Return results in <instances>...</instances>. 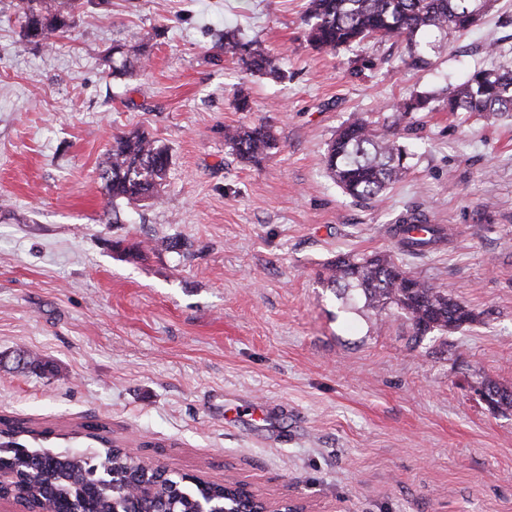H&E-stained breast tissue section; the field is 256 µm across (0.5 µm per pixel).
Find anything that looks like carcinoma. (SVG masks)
<instances>
[{
    "label": "carcinoma",
    "instance_id": "carcinoma-1",
    "mask_svg": "<svg viewBox=\"0 0 512 512\" xmlns=\"http://www.w3.org/2000/svg\"><path fill=\"white\" fill-rule=\"evenodd\" d=\"M21 37L50 45L58 33L69 27L71 0H22ZM473 0H309L306 40L318 50L336 51L369 37L404 40L425 32H463L472 27L469 16ZM224 55L236 57L253 75L281 77L276 59L259 44L243 43L238 32H224ZM112 76H128L134 62L141 60L143 46L117 43L112 46ZM431 98L418 95L405 103L391 125L379 130L362 118L343 124L328 144L324 165L329 177L350 198L368 202L379 199L407 173L410 149L400 144L392 129L413 112L430 108ZM450 112H474L486 117L512 114V69H476L458 83L442 100ZM224 140L236 156L254 161L268 155L275 146L270 129L224 128ZM170 165L166 146L140 131L112 137L99 178L108 204L138 205L160 199V188ZM417 217L408 216L388 227L396 253H345L323 266L321 279L337 291L347 304L374 315L403 321L408 343L419 346L429 336L442 339L480 321V315L456 300L448 289L434 285L402 268L395 254L423 257L447 239L441 224L425 226L426 236L417 237ZM17 364L32 372L53 373L48 361L25 350ZM497 411H512V391L491 381L484 383ZM34 431L8 419H0V467L17 473L18 479L0 487L6 498L34 505L47 504L52 512H113V503L127 500L134 484H154L158 492L133 503L134 512H195L203 495L224 496V486L184 482L174 477L160 480L151 464L134 460L107 437L96 434L103 452L88 457L73 452H52L32 448L19 438Z\"/></svg>",
    "mask_w": 512,
    "mask_h": 512
}]
</instances>
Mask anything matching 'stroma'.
<instances>
[{
	"label": "stroma",
	"instance_id": "35a3bbf8",
	"mask_svg": "<svg viewBox=\"0 0 512 512\" xmlns=\"http://www.w3.org/2000/svg\"><path fill=\"white\" fill-rule=\"evenodd\" d=\"M306 7L75 0L49 50L22 39L20 0H0V417L89 456L102 423L132 456L300 512H512V413L472 391L512 390V117L412 113L397 134L410 171L371 203L323 164L351 117L381 126L412 96L512 68V0L432 36L426 67L402 43L315 49ZM228 28L282 78L224 57ZM116 39L147 45L132 76L111 75ZM261 122L276 148L240 161L225 126ZM132 129L169 150L162 200L112 215L98 172ZM409 212L453 239L406 267L484 314L444 346L410 347L318 276L337 254L392 250L387 227ZM21 350L55 375L18 367Z\"/></svg>",
	"mask_w": 512,
	"mask_h": 512
}]
</instances>
